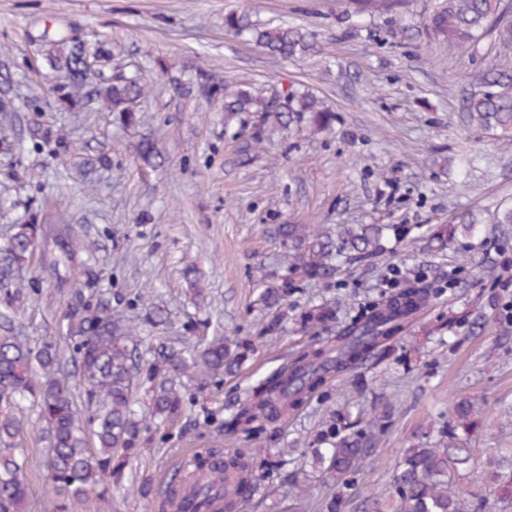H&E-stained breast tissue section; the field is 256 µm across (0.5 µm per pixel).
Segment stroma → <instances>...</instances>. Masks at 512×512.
<instances>
[{
    "instance_id": "35a3bbf8",
    "label": "stroma",
    "mask_w": 512,
    "mask_h": 512,
    "mask_svg": "<svg viewBox=\"0 0 512 512\" xmlns=\"http://www.w3.org/2000/svg\"><path fill=\"white\" fill-rule=\"evenodd\" d=\"M437 0H402L397 10L357 19L350 0H0V128L23 149L0 153V244L17 221L44 231L30 259L0 283L12 301L14 328L30 347L54 342L62 368L76 373L73 340L62 332L83 304L121 311L142 331L129 347L142 364L162 361L215 336L251 339L256 350L239 372L200 380L167 372L166 386L185 403L174 423L143 433L125 486L107 496L68 502L65 512H160L162 479L184 455L220 446L258 451V470L243 512H325L342 495V512H365L384 491L404 448L448 421L455 396L477 399L484 426L468 448L473 469L456 482L477 512H512L498 499L486 458L512 456V225L484 240L461 235L444 250L428 246L432 230L470 210L493 220L512 206V142L470 124L467 100L490 67L512 71L495 34L461 48L436 39L427 19ZM286 23L315 33L318 53L270 55L232 36L224 17ZM64 32L88 47L105 42L111 61L100 76L136 69L152 77L139 100L136 126L94 108L65 112L50 95L43 36ZM196 62L217 76L265 93L302 85L336 114L331 130L278 132L256 145L253 113L225 122L221 102L188 95L183 66ZM153 138L166 163H140L135 146ZM108 157L101 165L100 157ZM88 245L89 262H58V225ZM280 224L330 233L340 224H399L393 253L344 267L330 282L292 280L281 309L259 301L262 277L288 272ZM399 267L396 288L422 280L430 303L386 357L334 376L259 438L226 435L222 422L257 384L307 349L310 307L337 305L338 322L388 297L384 277ZM200 274L190 288L189 268ZM166 320L152 325L149 309ZM277 318L269 332L265 323ZM389 408L348 488L338 489L316 464L311 443L334 412L368 418ZM26 512H48L49 436L37 407L25 404Z\"/></svg>"
}]
</instances>
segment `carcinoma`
Masks as SVG:
<instances>
[{
    "label": "carcinoma",
    "instance_id": "1",
    "mask_svg": "<svg viewBox=\"0 0 512 512\" xmlns=\"http://www.w3.org/2000/svg\"><path fill=\"white\" fill-rule=\"evenodd\" d=\"M359 15L390 12L400 0H353ZM500 0H440L430 17V28L440 40L453 46L476 43L494 22L499 52L512 54V18L498 16ZM224 25L237 36L255 42L270 54L298 58L317 52L315 36L302 28L277 25L257 27L242 16L228 14ZM59 54L46 57L51 68L60 72L53 91L72 104L100 107L122 114L132 125L137 122L133 104L149 90L145 78L123 73L112 75L89 88L90 67L82 46L66 35L53 39ZM483 90L467 103L470 121L483 130L512 133V75L496 67L481 77ZM191 92L197 97L222 98L224 111L260 114V128H278L305 122L314 133L328 129L334 121L330 111L314 95L288 89L266 95L253 87L219 82L198 66ZM136 154L149 167L164 163L156 143L142 139ZM480 212H466L452 224L439 226L430 241L443 249L457 235L482 232ZM41 227L28 221L12 226L6 245L0 248V278H8L14 268L32 257L31 243ZM277 233L288 246L290 268L308 279L331 280L342 262H361L379 255L387 238L398 237L390 224H339L336 235L315 234L303 224H280ZM432 292L425 285L403 288L374 303L325 338L316 349L302 352L251 389L245 404L224 420L232 432L259 436L267 423L288 415L319 390L328 376L355 371L369 359L385 357L392 341L414 314L430 301ZM288 297V279L278 275L260 294L267 309L282 306ZM334 318L327 306L307 311L301 318L305 330L325 329ZM65 335L77 339L75 353L79 373L89 384V401L99 410L82 422L75 401V388L60 369L55 346L44 343L33 350L13 332L0 335V512H25L27 487L24 459L17 453L24 438L15 409L25 400L37 402L50 426L48 459L52 512H61V499L78 498L92 492L104 494L109 485L119 483L131 464L140 443L141 426L133 417L132 385L135 374L154 382L171 369L201 367L215 375L233 373L254 351L246 339L219 336L183 356L170 352L164 363L135 367L126 341L137 335L136 328L122 324V316L110 307L85 304L72 314ZM183 411V401L173 388L159 383L153 394L152 417L156 424L174 421ZM453 423L438 431L436 438L403 450L384 497H372L371 512H469V503L457 488L453 474L470 468L471 454L462 445L480 425L478 403L460 396L453 404ZM386 427V415L374 417L366 427L356 429L345 417L331 416L321 431L319 443L327 445L322 457L327 473L337 486L346 485L359 472L377 431ZM254 455L238 452L224 455L221 448L195 451L191 465L177 471L173 482L193 501L192 512H208L213 501L224 495V481L232 478L244 493L253 483Z\"/></svg>",
    "mask_w": 512,
    "mask_h": 512
}]
</instances>
